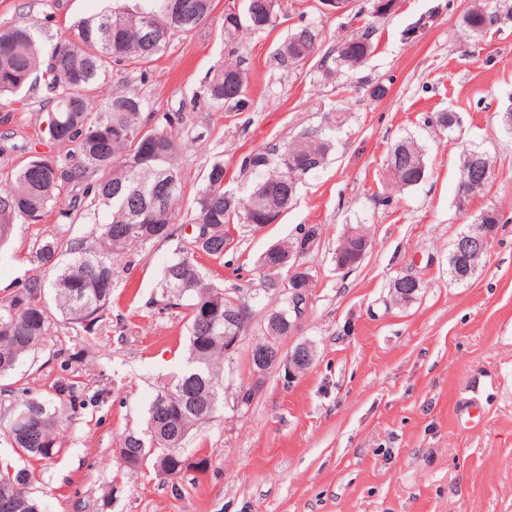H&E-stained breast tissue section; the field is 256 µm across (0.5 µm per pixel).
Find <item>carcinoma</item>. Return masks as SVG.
<instances>
[{
    "label": "carcinoma",
    "mask_w": 512,
    "mask_h": 512,
    "mask_svg": "<svg viewBox=\"0 0 512 512\" xmlns=\"http://www.w3.org/2000/svg\"><path fill=\"white\" fill-rule=\"evenodd\" d=\"M116 0V6L77 20L71 34L43 44L35 28L0 29V98L19 93L32 78L41 76L53 104L40 131L22 143L14 132L0 133V155L24 152L26 158L0 185V247L11 238L20 221L37 222L45 211L65 196L70 203L87 202L106 212V220L81 239L68 237L69 229L36 236L28 246V258L53 272V279L39 277L0 301V377L7 376L23 360L35 356L57 333L58 311L75 332L95 334L112 304L117 262L148 243L171 244L162 268L158 298L151 306L185 310L188 355L182 371L161 386L147 410L145 427L128 428L121 441V456L131 470L144 468L174 479L187 470L204 474L211 467L208 456L188 452L192 432L214 421L224 408V379L217 362L224 359V337L234 335L224 324V305L239 298L236 285L208 282L194 255L224 259L232 243L226 225L239 213L255 230H261L288 210L302 181L291 180L290 163L308 177L322 168L333 147L331 131L304 132L281 148L251 152L241 169L253 182L245 201L224 190V160L214 158L204 184L192 200L191 236L185 225L174 223L176 208L184 200V186L177 156L182 144L168 129L184 120L181 113L143 114L144 104L134 94L112 96L100 108L90 88L112 65L148 62L162 52L178 32L200 26L212 11L214 0H180L182 13L170 9L172 0ZM244 19L224 17V40L230 42L247 23L254 30L276 27L278 0H246ZM498 20L482 3L466 15L471 32L479 35ZM320 30L304 25L288 33L279 64L297 66L320 52ZM374 51L369 33L337 48L335 61L355 66ZM247 76L237 66L217 69L205 85V93L228 112L248 108ZM43 145L47 150L40 151ZM64 148L60 154L56 149ZM467 152L461 167L458 193L461 200L483 193L492 176L493 161L478 152L482 173L475 175ZM388 166L400 187L419 184L426 175L424 154L412 140L393 144ZM509 219L495 208L480 212L464 234L473 239L495 238ZM297 249L292 239L270 247L260 258L266 276L275 279L288 268V251ZM290 294H279V306L271 310L257 344L270 337L285 338L295 316ZM74 385L60 383L42 393L31 388L21 397L0 399V436H5L21 458L51 460L61 448L60 431L73 420ZM34 473L8 459H0V488L10 487L8 508L0 512H45L33 496Z\"/></svg>",
    "instance_id": "obj_1"
}]
</instances>
